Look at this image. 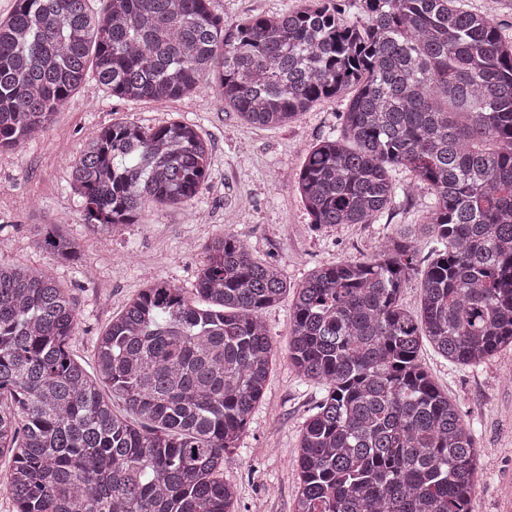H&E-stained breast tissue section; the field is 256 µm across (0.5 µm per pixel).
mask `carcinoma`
<instances>
[{"label":"carcinoma","mask_w":512,"mask_h":512,"mask_svg":"<svg viewBox=\"0 0 512 512\" xmlns=\"http://www.w3.org/2000/svg\"><path fill=\"white\" fill-rule=\"evenodd\" d=\"M307 2L227 22L210 0H16L0 21V150L45 131L91 74L134 101L212 84L259 127L350 95L299 174L311 224H375L419 184L432 199L375 255L295 287L288 360L326 389L302 425L295 512H469L474 431L418 353L426 340L476 366L512 346V37L469 0ZM208 158L180 121L102 128L70 165L84 224L119 234L149 205L195 200ZM41 246L83 256L62 224ZM205 253L193 292L155 280L112 317L94 376L68 351L78 313L53 268L0 259V494L15 512H237L224 456L264 396L276 349L262 314L288 282L227 231ZM417 273L418 317L400 304Z\"/></svg>","instance_id":"cac0c4a2"}]
</instances>
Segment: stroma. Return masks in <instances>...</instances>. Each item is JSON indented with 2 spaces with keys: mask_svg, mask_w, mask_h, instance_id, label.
I'll list each match as a JSON object with an SVG mask.
<instances>
[{
  "mask_svg": "<svg viewBox=\"0 0 512 512\" xmlns=\"http://www.w3.org/2000/svg\"><path fill=\"white\" fill-rule=\"evenodd\" d=\"M299 4L210 0V9L241 22ZM345 110V97L329 96L297 122L267 129L244 122L207 88L136 102L111 96L88 80L57 109L40 139L23 152L0 153V256L29 266L53 264L80 318L69 351L90 372L95 341L113 316L157 279L192 290L204 246L223 232L235 234L255 258L278 266L293 286L314 268L373 256L396 225L422 223L431 190L422 185L411 198H397L380 223L316 229L296 189L297 174L308 150L340 127ZM169 121L197 125L210 144L200 196L171 208L146 209L123 235L89 234L71 188L69 159L108 124L132 122L148 129ZM43 219L84 239L83 260L95 268V281L86 282L78 266L52 263L38 245ZM291 302L284 296L263 314L276 358L238 448L224 460L223 477L237 489L238 512H294L300 431L326 394L322 384L300 378L288 361ZM418 359L476 429L484 473L470 512H512V347L470 368L449 363L428 344Z\"/></svg>",
  "mask_w": 512,
  "mask_h": 512,
  "instance_id": "stroma-1",
  "label": "stroma"
}]
</instances>
